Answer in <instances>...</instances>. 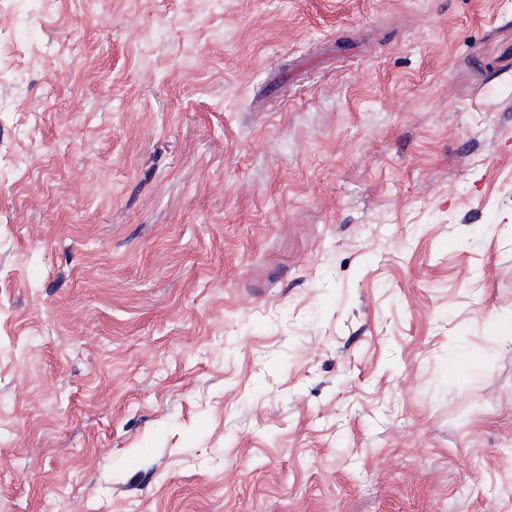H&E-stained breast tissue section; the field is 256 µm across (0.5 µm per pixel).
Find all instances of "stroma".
Listing matches in <instances>:
<instances>
[{"mask_svg":"<svg viewBox=\"0 0 512 512\" xmlns=\"http://www.w3.org/2000/svg\"><path fill=\"white\" fill-rule=\"evenodd\" d=\"M0 512H512V0H0Z\"/></svg>","mask_w":512,"mask_h":512,"instance_id":"1","label":"stroma"}]
</instances>
